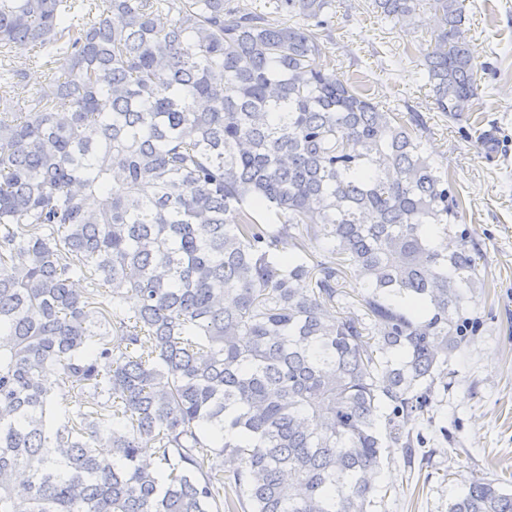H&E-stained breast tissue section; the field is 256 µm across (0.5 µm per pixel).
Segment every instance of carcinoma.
<instances>
[{
  "instance_id": "1",
  "label": "carcinoma",
  "mask_w": 512,
  "mask_h": 512,
  "mask_svg": "<svg viewBox=\"0 0 512 512\" xmlns=\"http://www.w3.org/2000/svg\"><path fill=\"white\" fill-rule=\"evenodd\" d=\"M332 2L0 0V512H368L384 441L411 447L484 277L434 243L461 211L422 120L314 65ZM430 8L460 116L463 5Z\"/></svg>"
}]
</instances>
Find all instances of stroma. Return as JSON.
Here are the masks:
<instances>
[{"label":"stroma","mask_w":512,"mask_h":512,"mask_svg":"<svg viewBox=\"0 0 512 512\" xmlns=\"http://www.w3.org/2000/svg\"><path fill=\"white\" fill-rule=\"evenodd\" d=\"M464 6L479 98L457 118L434 111L418 67L428 6L406 29L377 17L370 0H334L323 31L324 64L378 104L421 118L427 154L462 199L456 230L486 283L473 295L465 344L408 426L413 447L383 448L371 512H448L475 479L512 493V0ZM477 129L492 133L493 147L475 139Z\"/></svg>","instance_id":"obj_1"}]
</instances>
